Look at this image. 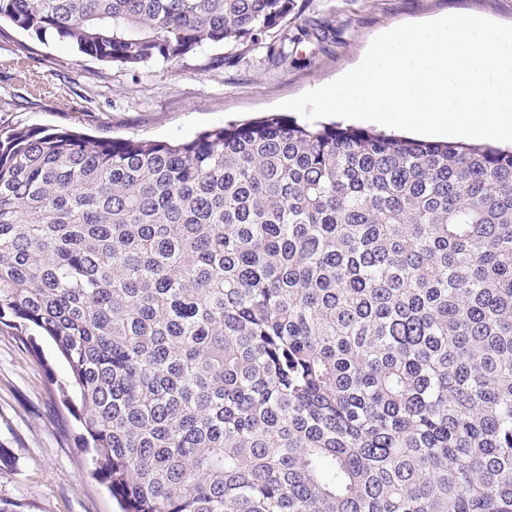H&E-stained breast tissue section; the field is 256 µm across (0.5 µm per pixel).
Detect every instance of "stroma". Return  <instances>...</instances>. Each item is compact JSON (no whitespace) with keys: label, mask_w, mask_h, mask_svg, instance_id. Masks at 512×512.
I'll return each instance as SVG.
<instances>
[{"label":"stroma","mask_w":512,"mask_h":512,"mask_svg":"<svg viewBox=\"0 0 512 512\" xmlns=\"http://www.w3.org/2000/svg\"><path fill=\"white\" fill-rule=\"evenodd\" d=\"M262 44L216 45L138 68L75 54L22 32L0 38V129L78 128L97 138L188 141L201 131L276 112L335 80L398 25L468 14L512 25V0H295ZM284 47L285 60L269 50ZM33 54L48 90L28 94L18 56ZM33 356L0 329V499L18 512H118L90 474L80 429L59 390L69 367L49 339Z\"/></svg>","instance_id":"stroma-1"}]
</instances>
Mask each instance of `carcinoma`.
Here are the masks:
<instances>
[{"label": "carcinoma", "instance_id": "1", "mask_svg": "<svg viewBox=\"0 0 512 512\" xmlns=\"http://www.w3.org/2000/svg\"><path fill=\"white\" fill-rule=\"evenodd\" d=\"M294 9L0 0V33L137 68ZM0 326L66 360L121 512H512V149L0 130Z\"/></svg>", "mask_w": 512, "mask_h": 512}]
</instances>
